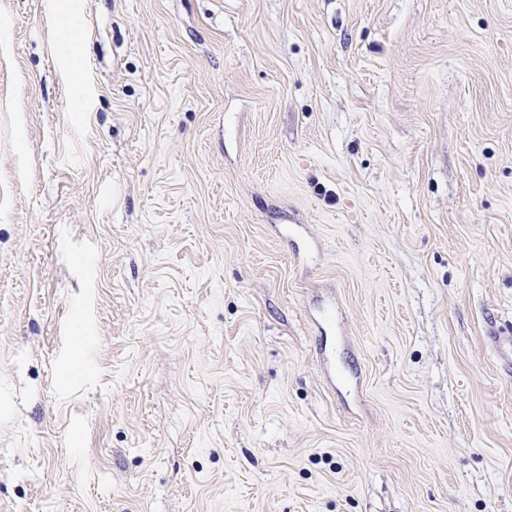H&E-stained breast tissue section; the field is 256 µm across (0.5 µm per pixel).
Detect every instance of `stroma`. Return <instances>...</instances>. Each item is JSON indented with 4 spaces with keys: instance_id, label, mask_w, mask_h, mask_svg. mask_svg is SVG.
<instances>
[{
    "instance_id": "35a3bbf8",
    "label": "stroma",
    "mask_w": 512,
    "mask_h": 512,
    "mask_svg": "<svg viewBox=\"0 0 512 512\" xmlns=\"http://www.w3.org/2000/svg\"><path fill=\"white\" fill-rule=\"evenodd\" d=\"M512 0H0V512H512ZM488 341L499 350L503 357L505 366L511 370L512 362V331L508 330L507 333L503 328H498L496 323L488 329Z\"/></svg>"
}]
</instances>
